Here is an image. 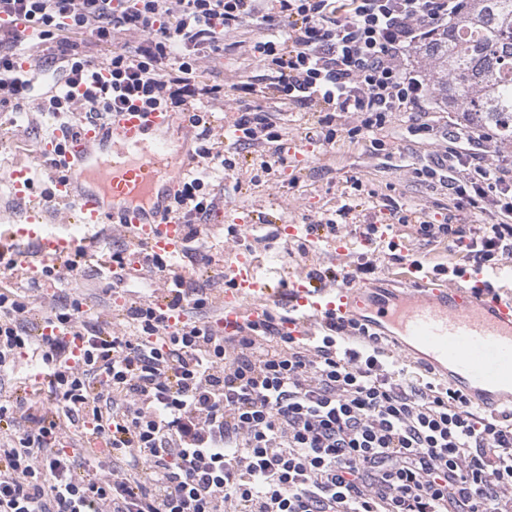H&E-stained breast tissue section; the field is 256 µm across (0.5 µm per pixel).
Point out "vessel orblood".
Masks as SVG:
<instances>
[{"label": "vessel or blood", "mask_w": 512, "mask_h": 512, "mask_svg": "<svg viewBox=\"0 0 512 512\" xmlns=\"http://www.w3.org/2000/svg\"><path fill=\"white\" fill-rule=\"evenodd\" d=\"M171 113L122 111L106 121L83 124L79 137L65 143V174L50 173L56 197L66 201L81 224L127 225L132 243L177 259L184 250L186 226L166 216L178 188L175 168L189 170L190 151L168 140ZM16 240L36 245L42 262L70 252L71 241L43 238L21 229ZM226 274L224 324L241 321L251 299L278 297L280 287L257 276L249 259L236 258ZM390 296L374 302V326L395 327L402 337L429 353L436 373L483 407L501 404L512 392V290L492 281L466 287L442 285L425 277L392 284ZM359 283L328 286L315 280L292 282L287 304L308 321L353 317L364 305Z\"/></svg>", "instance_id": "vessel-or-blood-1"}]
</instances>
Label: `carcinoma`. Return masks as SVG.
I'll list each match as a JSON object with an SVG mask.
<instances>
[{
	"instance_id": "obj_1",
	"label": "carcinoma",
	"mask_w": 512,
	"mask_h": 512,
	"mask_svg": "<svg viewBox=\"0 0 512 512\" xmlns=\"http://www.w3.org/2000/svg\"><path fill=\"white\" fill-rule=\"evenodd\" d=\"M416 54L437 104L512 144V0H464Z\"/></svg>"
}]
</instances>
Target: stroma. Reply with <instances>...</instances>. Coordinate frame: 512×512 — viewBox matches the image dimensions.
Masks as SVG:
<instances>
[{
  "instance_id": "1",
  "label": "stroma",
  "mask_w": 512,
  "mask_h": 512,
  "mask_svg": "<svg viewBox=\"0 0 512 512\" xmlns=\"http://www.w3.org/2000/svg\"><path fill=\"white\" fill-rule=\"evenodd\" d=\"M57 119L44 117L39 122H28L22 111L9 107L0 109V227H23L28 222L29 210L46 208L47 213L40 228L41 233L57 235L82 243L86 236L95 234L94 226L67 223V206L54 202L48 196L50 182L46 167L41 166V153L57 127ZM403 117H396L388 127L387 141L393 153L384 159L370 153L367 141L351 142L345 135H338L335 146H326L318 140H299L288 154V166L281 174L283 180L293 183L292 197L278 194L252 193L246 182L257 161L254 149L246 148L238 154L240 167L224 176V206L217 210L206 226L207 244L212 252L222 251L224 239L235 220H249L251 215L266 214L263 224H253L245 233L252 242V257L257 259V273L271 277L276 282L297 280L300 269L295 259L289 258L291 244L279 237L281 224H314L323 214L338 209L350 197H358L359 206L337 230L336 241L311 250L307 261L311 264H329L334 260L337 242L351 243L352 248L344 262L349 266L372 262L375 271L364 279L365 285L388 281L393 275L409 270L411 260H421L425 268L447 262V248L427 251L417 237L414 226L424 220H440L453 214V204L446 189L431 187L417 181L413 167L419 166L433 155L434 149L410 137ZM26 167L31 171L32 189L25 203L14 199L9 180L12 170ZM363 184V196H356L353 179ZM392 197L407 208L409 226L395 225L391 240H396V251L387 248L389 240L367 244L361 241L356 227L360 224H387L391 218L382 203ZM263 236L262 244H254L255 236ZM403 255V262H396V255Z\"/></svg>"
}]
</instances>
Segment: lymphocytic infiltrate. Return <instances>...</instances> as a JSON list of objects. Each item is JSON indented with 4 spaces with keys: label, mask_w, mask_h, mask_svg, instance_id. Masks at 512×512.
<instances>
[{
    "label": "lymphocytic infiltrate",
    "mask_w": 512,
    "mask_h": 512,
    "mask_svg": "<svg viewBox=\"0 0 512 512\" xmlns=\"http://www.w3.org/2000/svg\"><path fill=\"white\" fill-rule=\"evenodd\" d=\"M462 0H0V106L31 104L61 123L140 102L187 116L202 141L169 211L187 227L186 257L224 202L209 175L235 171L238 145L260 152L250 182L283 192L288 136L310 133L384 155L382 133L442 142L416 168L462 215L484 224L416 228L425 245L491 274L512 269V165L486 159L487 135L443 125L411 58ZM108 52L97 64L85 41ZM243 50L258 74L210 83L214 61ZM262 101H255V93ZM222 103L235 135L207 119ZM112 317L80 300L35 304L0 289V374L20 357L47 379L35 413L0 397V512H512V410L483 409L410 370L363 320L287 330L285 306L225 332L192 269L145 248L114 252ZM146 282L150 297L133 293ZM111 456V469L100 466Z\"/></svg>",
    "instance_id": "obj_1"
}]
</instances>
